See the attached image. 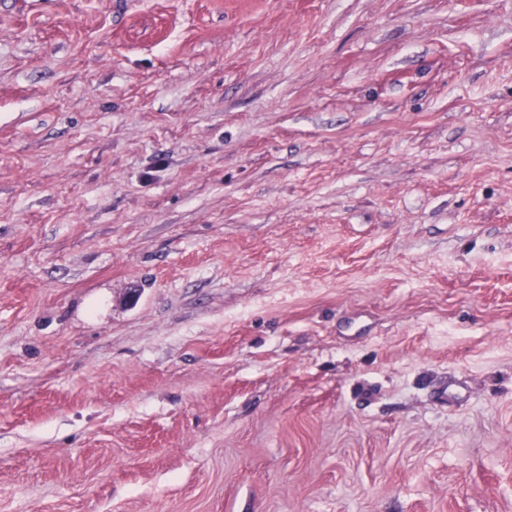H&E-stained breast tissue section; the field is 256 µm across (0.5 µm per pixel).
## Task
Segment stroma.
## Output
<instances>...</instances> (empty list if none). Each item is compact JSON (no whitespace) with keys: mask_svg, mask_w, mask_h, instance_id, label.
<instances>
[{"mask_svg":"<svg viewBox=\"0 0 512 512\" xmlns=\"http://www.w3.org/2000/svg\"><path fill=\"white\" fill-rule=\"evenodd\" d=\"M0 512H512V0H0Z\"/></svg>","mask_w":512,"mask_h":512,"instance_id":"stroma-1","label":"stroma"}]
</instances>
